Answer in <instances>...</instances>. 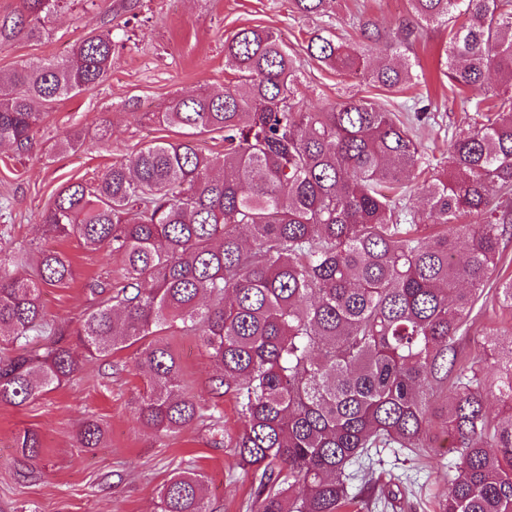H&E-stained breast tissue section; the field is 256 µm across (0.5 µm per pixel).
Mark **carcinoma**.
I'll list each match as a JSON object with an SVG mask.
<instances>
[{"instance_id":"obj_1","label":"carcinoma","mask_w":512,"mask_h":512,"mask_svg":"<svg viewBox=\"0 0 512 512\" xmlns=\"http://www.w3.org/2000/svg\"><path fill=\"white\" fill-rule=\"evenodd\" d=\"M67 2L21 0L0 15V47L41 37ZM409 2L399 42L362 26L364 40L385 45L374 64L329 31L306 52L397 92L413 78L402 47L425 25L448 29V88L475 112L448 134V168L396 109L309 105L280 37L239 30L224 45L236 85L154 114L186 139L116 160L92 185L67 183L42 213L46 239L75 238L120 264L119 277L90 284L95 302L76 325L49 320L41 300L73 280L65 252L46 244L32 264L25 252L0 256V403L22 406L83 360L138 344L147 391L137 420L176 433L201 417L175 351L156 339L180 331L214 362L213 394L235 399L249 512H341L353 500L349 469L371 449L419 453L443 436L456 458L439 512H512V336L494 340L491 375L455 350L512 223V0ZM293 6L320 15L327 0ZM114 47L108 29L1 77L0 147L27 153L46 111L108 78ZM205 133L221 134L224 151H202L195 137ZM412 191L444 230L418 235L404 203ZM464 213L482 223H459ZM495 293L512 310V276ZM491 397L507 406L498 419ZM103 438L96 421L78 434L83 448ZM18 445L28 460L41 454L33 432ZM202 479L192 465L173 473L160 512H210Z\"/></svg>"}]
</instances>
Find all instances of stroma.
<instances>
[{"label":"stroma","instance_id":"obj_1","mask_svg":"<svg viewBox=\"0 0 512 512\" xmlns=\"http://www.w3.org/2000/svg\"><path fill=\"white\" fill-rule=\"evenodd\" d=\"M407 11V0H330L326 13L315 17L297 13L291 0H74L50 20L48 35L21 37L0 48V75H5L26 63L65 56L91 33L108 29L115 41L108 80L59 102L25 155L0 148V251H32L43 244L41 214L68 180L94 183L112 161L154 142L179 140L177 130L154 121V113L165 111L175 97L235 84L238 74L225 62L224 45L240 29L267 27L280 36L301 62L299 91L314 106L350 99L382 108L412 104V91L385 92L306 53L313 32L327 28L356 38L369 21L394 33ZM447 40V29L425 27L407 51L436 110L435 124L418 127L415 135L442 162L448 159L447 128L468 123L439 73ZM73 131L83 132L84 146L59 151L61 138ZM58 247L70 257L75 278L67 286L44 289L42 300L50 318L75 322L94 303L89 284L118 276L120 266L105 251L85 249L73 238ZM470 324L456 348L492 372L494 339L512 334V311L499 305L493 286L484 288ZM162 339L179 358L186 393L205 413L219 411L222 439H215L203 420L175 434L137 422L135 410L147 388L137 365L138 347L107 359L89 358L59 388L21 407L0 404V512H156L158 488L188 459L203 475L213 512H247L251 477L236 466L230 447L240 429L234 401L214 399V364L197 337L166 333ZM88 420L105 430L101 447L78 445L77 433ZM27 430L42 442L33 461L25 460L16 445ZM379 458L345 512H439L446 465L453 458L448 449L418 461L387 448Z\"/></svg>","mask_w":512,"mask_h":512}]
</instances>
